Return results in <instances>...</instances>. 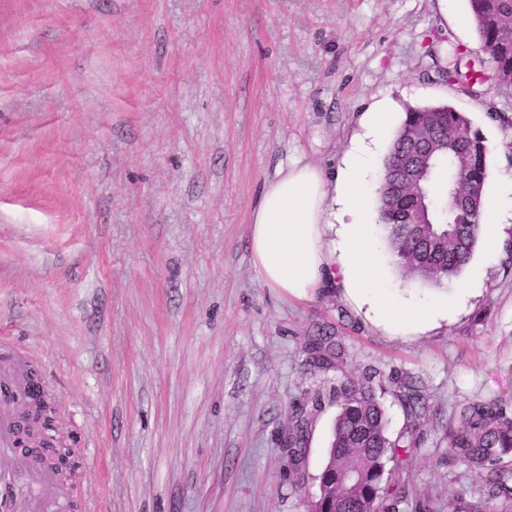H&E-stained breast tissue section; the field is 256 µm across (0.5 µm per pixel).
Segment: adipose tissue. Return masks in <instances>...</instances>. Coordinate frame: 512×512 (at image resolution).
I'll use <instances>...</instances> for the list:
<instances>
[{
    "mask_svg": "<svg viewBox=\"0 0 512 512\" xmlns=\"http://www.w3.org/2000/svg\"><path fill=\"white\" fill-rule=\"evenodd\" d=\"M392 114L381 102L362 114L365 137L344 158L334 186H327L312 166H292L264 184L253 212L249 244L253 263L265 285L305 296L326 278H334L350 296L369 305L378 322L400 332L420 329L447 319L481 286L473 275L452 300L431 298L417 304L398 302L378 286L371 231L364 222L368 199L363 185L374 149ZM512 214V182L485 198L480 223L484 251L503 248L502 222ZM334 231V248H327V231Z\"/></svg>",
    "mask_w": 512,
    "mask_h": 512,
    "instance_id": "1",
    "label": "adipose tissue"
}]
</instances>
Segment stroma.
Returning a JSON list of instances; mask_svg holds the SVG:
<instances>
[{
    "label": "stroma",
    "instance_id": "obj_1",
    "mask_svg": "<svg viewBox=\"0 0 512 512\" xmlns=\"http://www.w3.org/2000/svg\"><path fill=\"white\" fill-rule=\"evenodd\" d=\"M468 0H0V342L29 356L72 448L71 512H307L344 379L375 372L389 433L416 381L423 441L400 473L401 512H453L479 483L448 463L457 406L512 404V264L475 251L482 288L448 319L400 334L336 280L304 297L264 285L249 249L264 182L326 179L390 100L449 104L512 177V92L442 82L433 42L484 59ZM380 286L412 284L378 246ZM337 336L340 366H308L306 335ZM311 426L289 474L292 408Z\"/></svg>",
    "mask_w": 512,
    "mask_h": 512
}]
</instances>
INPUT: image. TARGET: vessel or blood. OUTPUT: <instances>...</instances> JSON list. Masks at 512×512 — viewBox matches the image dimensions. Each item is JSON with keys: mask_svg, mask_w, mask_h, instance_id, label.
<instances>
[{"mask_svg": "<svg viewBox=\"0 0 512 512\" xmlns=\"http://www.w3.org/2000/svg\"><path fill=\"white\" fill-rule=\"evenodd\" d=\"M27 368L25 359L12 353L0 359V485L24 484L27 494L11 498L8 512H41L36 487L37 466L23 461L17 451V421L10 400L23 389L22 377Z\"/></svg>", "mask_w": 512, "mask_h": 512, "instance_id": "vessel-or-blood-1", "label": "vessel or blood"}]
</instances>
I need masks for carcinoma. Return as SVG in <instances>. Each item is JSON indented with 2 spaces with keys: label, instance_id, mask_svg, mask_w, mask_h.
Listing matches in <instances>:
<instances>
[{
  "label": "carcinoma",
  "instance_id": "cac0c4a2",
  "mask_svg": "<svg viewBox=\"0 0 512 512\" xmlns=\"http://www.w3.org/2000/svg\"><path fill=\"white\" fill-rule=\"evenodd\" d=\"M471 15L489 51L494 76L512 82V0H469ZM447 49L432 48L441 81L458 91L479 96L484 76L467 51L455 47L448 66ZM417 159V184L398 198L387 187L399 180L400 164ZM489 178L488 148L483 132L469 116L446 104L406 109L378 175L376 218L394 265L408 279L431 288H446L469 264L480 234L482 199ZM470 191L467 207L448 208L449 196ZM416 208L423 224L414 232L402 217ZM310 363L327 369L343 351L326 331L305 338ZM375 376L348 379L331 387L328 399L338 412L327 461L318 480L333 496L317 495L310 512H400L405 488L392 479L389 463L398 462L401 439L387 432L384 405ZM399 398L413 423L423 419L425 405L418 391L404 385ZM308 422L302 412L289 417L286 443L294 472L302 470L308 449ZM448 463L465 465L481 482L484 494L498 501L500 512H512V406L494 400L474 402L459 412V425L448 424Z\"/></svg>",
  "mask_w": 512,
  "mask_h": 512
}]
</instances>
